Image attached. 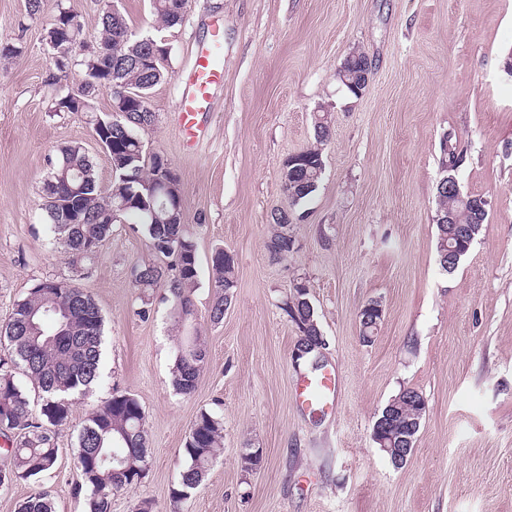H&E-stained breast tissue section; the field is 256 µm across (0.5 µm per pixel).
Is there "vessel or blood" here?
<instances>
[{
	"label": "vessel or blood",
	"instance_id": "1",
	"mask_svg": "<svg viewBox=\"0 0 512 512\" xmlns=\"http://www.w3.org/2000/svg\"><path fill=\"white\" fill-rule=\"evenodd\" d=\"M224 37L213 31L208 44L197 54L190 71L182 78L183 93L178 102V118L187 144H194L201 132L199 116L211 99V88L224 77L221 55ZM337 376L325 371L315 377L298 381L295 401L302 409L319 415L328 413L334 406Z\"/></svg>",
	"mask_w": 512,
	"mask_h": 512
}]
</instances>
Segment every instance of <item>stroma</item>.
Returning <instances> with one entry per match:
<instances>
[{
	"label": "stroma",
	"mask_w": 512,
	"mask_h": 512,
	"mask_svg": "<svg viewBox=\"0 0 512 512\" xmlns=\"http://www.w3.org/2000/svg\"><path fill=\"white\" fill-rule=\"evenodd\" d=\"M58 4L43 0L30 18L25 0H0V44L20 49L0 61V326L35 284L71 273L48 243L42 206L58 148L82 144L100 187L112 182L84 114L48 109L45 35ZM217 22L224 82L205 138L190 148L175 116L179 77ZM160 33L168 77L149 97L156 121L139 136L180 180L199 262L195 318L175 328L162 288L139 316L130 270L155 253L145 232L116 225L81 281L103 317L104 384L75 398L55 438L56 470L0 492V512H18L38 487L54 512H83L77 434L112 388L141 403L150 454L142 484L115 493L112 512H133L142 498L154 512H512V0H188L183 25ZM355 51L372 62L356 96L338 79ZM323 114L332 134L322 180L291 226L294 252L272 260L283 167L314 145ZM450 132L465 154L455 177L486 200L488 217L449 274L438 261L436 187ZM220 248L235 258V286L216 324L209 260ZM300 280L326 342L323 365L338 378L336 405L321 417L294 401L299 331L283 306ZM372 300L383 315L366 345L359 311ZM181 335L202 336L208 349L188 396L171 385ZM405 388L423 395L426 415L396 467L373 428ZM204 412L222 416L224 445L175 508L183 448ZM255 450L261 465L244 472Z\"/></svg>",
	"instance_id": "stroma-1"
}]
</instances>
